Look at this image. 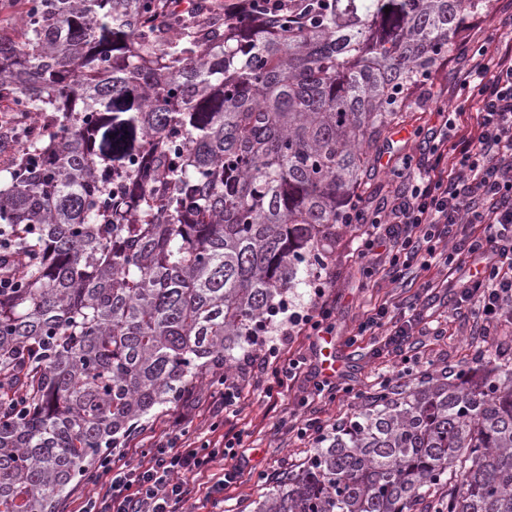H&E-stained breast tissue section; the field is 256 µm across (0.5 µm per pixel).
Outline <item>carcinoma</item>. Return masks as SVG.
Here are the masks:
<instances>
[{"label": "carcinoma", "mask_w": 512, "mask_h": 512, "mask_svg": "<svg viewBox=\"0 0 512 512\" xmlns=\"http://www.w3.org/2000/svg\"><path fill=\"white\" fill-rule=\"evenodd\" d=\"M0 103L42 116L1 169L0 512H47L134 424L224 384L310 287L370 150L492 0H4ZM390 8L385 12L384 8ZM316 439L255 512H512V356ZM289 0H233L228 10V16L244 17L252 15L255 7L264 4L269 7L268 11H280L288 9Z\"/></svg>", "instance_id": "cac0c4a2"}]
</instances>
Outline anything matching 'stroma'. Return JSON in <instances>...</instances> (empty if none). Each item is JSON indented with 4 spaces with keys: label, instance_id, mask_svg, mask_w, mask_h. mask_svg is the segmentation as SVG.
<instances>
[{
    "label": "stroma",
    "instance_id": "obj_1",
    "mask_svg": "<svg viewBox=\"0 0 512 512\" xmlns=\"http://www.w3.org/2000/svg\"><path fill=\"white\" fill-rule=\"evenodd\" d=\"M436 107V101H419L411 118L394 124L375 146L371 154L372 175L362 194L364 203L375 208L383 205L394 188L386 167L389 157L423 150L422 133L430 127V114ZM357 236V230L347 231L336 245V280L325 290L332 309L328 338L303 332L285 337L276 326L265 338L266 344L280 346L283 359L302 363L301 373L289 392L267 398L265 388L271 375L250 372V358L245 355L233 370L242 385L236 413L216 412L214 402L223 392L219 386L205 389L192 402L190 419L180 426L185 440L207 448L222 445L228 437L239 440L233 459L239 468L238 476L225 487L224 500L213 512H251L256 502L272 493L282 476L298 469L313 443L297 438L295 423L314 417L332 425L342 422L366 404L379 382L396 380L398 357L386 350L380 337L360 336L356 330L363 311L383 295L393 292L406 298L414 289L399 281L391 282L382 273H369L366 265L357 262L353 256ZM420 304L428 316L407 341L420 361V379L453 372L472 362V321L456 310L453 293L440 288L421 297ZM330 346L341 361V370L331 388L320 392L316 384L322 378V361ZM178 415L174 408L146 420L123 445L128 459L138 460L142 452L154 447Z\"/></svg>",
    "mask_w": 512,
    "mask_h": 512
}]
</instances>
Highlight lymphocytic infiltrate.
I'll list each match as a JSON object with an SVG mask.
<instances>
[{"instance_id":"lymphocytic-infiltrate-1","label":"lymphocytic infiltrate","mask_w":512,"mask_h":512,"mask_svg":"<svg viewBox=\"0 0 512 512\" xmlns=\"http://www.w3.org/2000/svg\"><path fill=\"white\" fill-rule=\"evenodd\" d=\"M462 28L455 80L465 100L436 109L426 152L389 159L392 200L370 214L356 253L361 260L386 254L395 279L415 270L425 292L450 287L455 268L469 263L468 280L454 289L458 307L473 317L477 345L512 304V22L479 44L478 18ZM421 319L415 301L389 296L363 312L357 333L397 344ZM208 462L177 437L134 464L105 460L80 512H199L191 482Z\"/></svg>"}]
</instances>
